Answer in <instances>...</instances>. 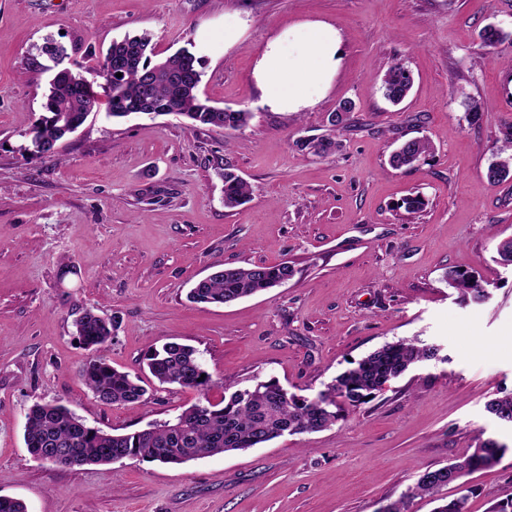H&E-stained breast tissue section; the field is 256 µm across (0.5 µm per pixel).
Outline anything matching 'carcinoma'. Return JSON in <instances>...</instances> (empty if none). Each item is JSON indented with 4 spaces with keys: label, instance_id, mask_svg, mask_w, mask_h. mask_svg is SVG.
I'll return each mask as SVG.
<instances>
[{
    "label": "carcinoma",
    "instance_id": "carcinoma-1",
    "mask_svg": "<svg viewBox=\"0 0 512 512\" xmlns=\"http://www.w3.org/2000/svg\"><path fill=\"white\" fill-rule=\"evenodd\" d=\"M509 39L493 25L479 33L478 49L489 51ZM152 37L145 32L112 42L99 74L108 97L112 118L129 116L138 108L146 115L175 114L214 131L238 130L247 125L251 113L217 108L198 95L202 60L189 49L152 61ZM408 70L395 64L384 74L380 90L385 99L397 105L412 87ZM99 104L94 85L72 68H57L50 81L44 114L30 128V139L38 142L36 158L55 159L54 146L85 123ZM432 149L425 139L404 141L392 154V164L410 167ZM500 153L508 154L488 168V180L498 183L512 176V139ZM224 179V206L235 208L250 195L249 185L229 169ZM295 269L287 262L247 267L222 266L194 282L188 298L196 303L228 304L258 292L275 288L291 279ZM444 280L463 298L480 301L486 292L475 276L457 269L445 272ZM75 335L81 344L97 352L112 336L113 323L93 308H84L74 320ZM437 345H418L414 339H401L374 350L355 366L336 376L313 397L290 393L279 382L258 377L252 383L214 402L209 397L212 376L190 346L171 342L150 348L147 366L161 385H177L199 392L198 403L174 417L130 433L108 434L90 427L84 419L59 403H35L25 418L24 441L32 456L56 458L55 465L75 468L116 463L136 457L149 462L178 465L207 456L256 448L284 435L317 432L332 426L347 409H357L372 401L390 381L412 366L439 358ZM80 375L94 397L104 405L146 402L150 394L142 380L113 368L98 355L82 367ZM486 411L501 423L512 426V392L488 400ZM507 449L481 437L472 452L448 464L454 481L490 466ZM448 485V476L424 471L414 486L388 503L387 512H407L415 495H436Z\"/></svg>",
    "mask_w": 512,
    "mask_h": 512
}]
</instances>
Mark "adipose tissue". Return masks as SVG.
Masks as SVG:
<instances>
[{
	"label": "adipose tissue",
	"mask_w": 512,
	"mask_h": 512,
	"mask_svg": "<svg viewBox=\"0 0 512 512\" xmlns=\"http://www.w3.org/2000/svg\"><path fill=\"white\" fill-rule=\"evenodd\" d=\"M342 38L333 25L309 21L269 39L253 76L264 103L276 112H300L330 89L342 62Z\"/></svg>",
	"instance_id": "1"
}]
</instances>
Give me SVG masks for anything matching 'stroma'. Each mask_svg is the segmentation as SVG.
I'll list each match as a JSON object with an SVG mask.
<instances>
[{"label":"stroma","mask_w":512,"mask_h":512,"mask_svg":"<svg viewBox=\"0 0 512 512\" xmlns=\"http://www.w3.org/2000/svg\"><path fill=\"white\" fill-rule=\"evenodd\" d=\"M235 15L247 30L228 49L224 20ZM307 20L340 32L342 65L312 107L271 111L252 75L257 54ZM490 24L510 38L484 55L478 35ZM145 31L159 56L187 46L201 57V98L250 112L247 126L116 120L102 103L60 142L59 161L18 152L43 112L46 38L93 65L112 41ZM397 63L413 86L394 106L379 79ZM511 74L512 0H0V496L27 512H378L477 437L511 443L485 409L512 391V268L494 260L512 237V177L487 178L512 134ZM346 100L352 111L331 125ZM325 138L336 143L327 155L303 147ZM413 138L431 153L394 168L392 153ZM226 167L251 187L234 209ZM409 198L422 208L408 212ZM284 261L295 275L281 287L219 306L187 298L217 265ZM451 268L474 273L486 299H461L443 280ZM85 307L116 319L104 354L144 377L149 402L106 406L86 388L73 327ZM413 337L441 359L319 432L183 465L60 469L24 444L37 402L113 434L196 403V390L150 378L152 346L194 347L218 400L255 376L311 396L351 361ZM440 494L491 512L512 498V452Z\"/></svg>","instance_id":"35a3bbf8"}]
</instances>
